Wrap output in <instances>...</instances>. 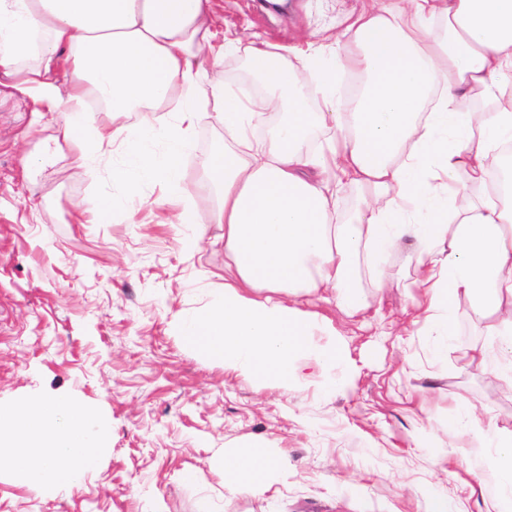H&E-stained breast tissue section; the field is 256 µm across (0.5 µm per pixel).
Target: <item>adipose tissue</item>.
Instances as JSON below:
<instances>
[{
    "label": "adipose tissue",
    "instance_id": "obj_1",
    "mask_svg": "<svg viewBox=\"0 0 512 512\" xmlns=\"http://www.w3.org/2000/svg\"><path fill=\"white\" fill-rule=\"evenodd\" d=\"M442 36H435V23ZM214 25L212 0H0V74L58 115L55 145L77 148L87 167L112 146L127 198L161 184L182 195L181 161L201 102L218 103L232 137L211 158L215 223L224 227L230 277L174 330L225 370L271 388L301 387L309 362L343 364L330 321L304 309V294L332 293L348 314L364 310L358 263L377 288L396 284L382 255L418 246V314L442 338L453 333L458 299L485 321L486 343L467 366L512 380V187L490 176L512 145V0H370L349 18L350 49L330 60L311 47L283 64L263 41L227 38L200 50ZM244 55L269 90L241 95L202 78L209 58ZM70 78L56 83L53 71ZM365 76L350 111L336 109L337 71ZM179 94L175 122L129 129L99 122L96 98L117 120ZM320 95L337 135L313 151L311 95ZM282 115L267 143L251 128ZM347 184L369 198L347 221L336 202ZM328 337L318 347L314 337ZM464 448L484 461V512H512V428L470 417ZM102 452L95 413L68 395L0 405V471L50 491L80 484ZM211 469L225 489L263 494L286 473L279 456L218 455Z\"/></svg>",
    "mask_w": 512,
    "mask_h": 512
}]
</instances>
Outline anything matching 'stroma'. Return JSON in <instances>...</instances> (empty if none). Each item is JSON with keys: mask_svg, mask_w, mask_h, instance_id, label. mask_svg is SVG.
I'll return each instance as SVG.
<instances>
[{"mask_svg": "<svg viewBox=\"0 0 512 512\" xmlns=\"http://www.w3.org/2000/svg\"><path fill=\"white\" fill-rule=\"evenodd\" d=\"M271 13L265 0H214L217 32L258 36L297 62L308 35L328 50L363 0H288ZM200 106L183 161L184 187L203 222L199 252L181 248L185 228L157 185L126 201L107 173H92L66 147L48 150L53 121L9 82L0 83V404L22 405L64 393L105 426L108 452L77 486L39 492L0 473V512H430L447 498L479 512L480 472L467 449L442 451L462 420L456 398L476 416L512 419L504 381L464 366L482 343L483 324L458 302L454 334L435 357V331L412 323L416 278L410 245L383 266L401 286H360L366 311L349 316L319 294L308 310L331 319L351 368L343 391L311 383L268 389L226 371L175 336L181 312L209 303L208 276L224 271L223 225L216 200L201 189L204 168L230 136ZM111 195V222L75 224L71 204ZM425 394L435 437L418 442ZM225 450L284 455L287 479L262 495L234 493L210 467ZM195 480H185V472Z\"/></svg>", "mask_w": 512, "mask_h": 512, "instance_id": "obj_1", "label": "stroma"}]
</instances>
